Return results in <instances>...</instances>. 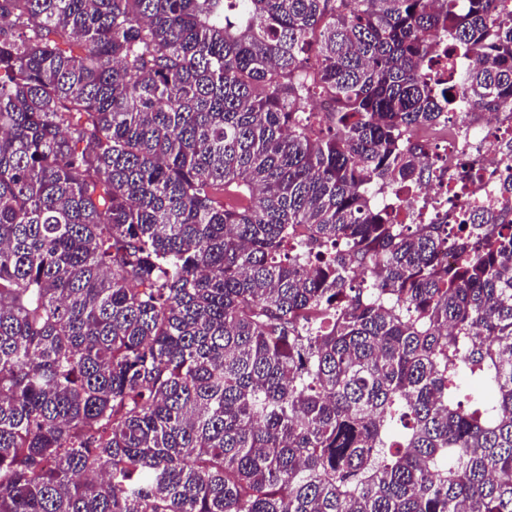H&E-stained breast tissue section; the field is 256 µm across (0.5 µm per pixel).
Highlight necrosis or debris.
I'll return each instance as SVG.
<instances>
[{
	"label": "necrosis or debris",
	"instance_id": "necrosis-or-debris-1",
	"mask_svg": "<svg viewBox=\"0 0 512 512\" xmlns=\"http://www.w3.org/2000/svg\"><path fill=\"white\" fill-rule=\"evenodd\" d=\"M503 126L501 116L480 117L462 103L442 122V138L429 142L438 161L427 178L401 194L402 220L430 224L481 204L505 206L501 187L512 179V158L494 148Z\"/></svg>",
	"mask_w": 512,
	"mask_h": 512
}]
</instances>
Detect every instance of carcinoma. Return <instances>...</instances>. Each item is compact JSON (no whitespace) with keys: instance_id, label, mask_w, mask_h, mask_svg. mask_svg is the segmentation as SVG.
Segmentation results:
<instances>
[{"instance_id":"carcinoma-1","label":"carcinoma","mask_w":512,"mask_h":512,"mask_svg":"<svg viewBox=\"0 0 512 512\" xmlns=\"http://www.w3.org/2000/svg\"><path fill=\"white\" fill-rule=\"evenodd\" d=\"M459 94L497 0H0V512H512V212L376 199Z\"/></svg>"}]
</instances>
